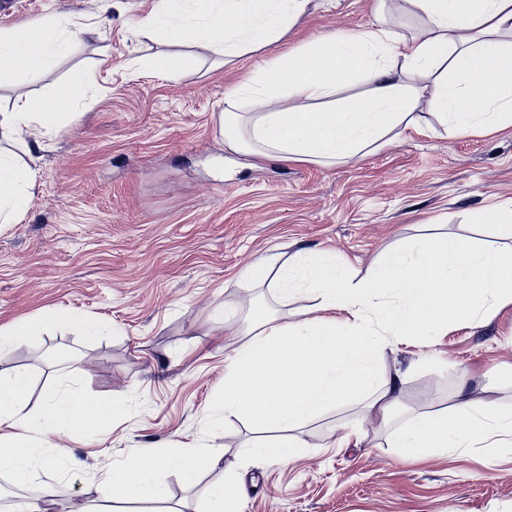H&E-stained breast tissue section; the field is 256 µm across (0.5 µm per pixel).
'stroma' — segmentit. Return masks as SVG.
<instances>
[{"instance_id": "obj_1", "label": "stroma", "mask_w": 512, "mask_h": 512, "mask_svg": "<svg viewBox=\"0 0 512 512\" xmlns=\"http://www.w3.org/2000/svg\"><path fill=\"white\" fill-rule=\"evenodd\" d=\"M101 4L11 0L0 10V29L48 14L68 31L99 29L34 74L0 77V111L8 112L19 95L45 98L79 72L94 76L75 116L33 148L38 178L25 213L0 224V325L55 307L104 328L91 343L75 328L14 342L0 350V368L32 373L33 408L64 367L77 368L78 388L123 391L131 401L111 432L52 449L57 462L37 483L54 488L62 512H78L104 501L101 475L130 455L207 440L222 446L223 466L193 486L164 470L165 501L119 502L116 512H204V487L229 469L247 493L245 512H512V447L404 459L376 419L346 403L295 430L304 447L293 459L246 462L248 424L213 405L224 357L242 342L214 320L216 308L235 325L249 298L283 322L314 315L313 296L281 300L245 280L257 258L328 250L362 277L401 241L432 231L506 246L495 225L471 226L469 215L512 199V127L449 137L425 95L417 126L348 162L233 151L220 121L228 95L315 37L370 28L379 0H313L280 42L223 65L205 45L142 33L136 22L156 0H112L108 12ZM182 53L198 57L196 70L174 77L148 65ZM380 365L404 377L398 421L451 409L461 388L473 406L512 414V379H485L512 366V304L486 326L453 324L428 346L397 337ZM348 425L362 439L338 447Z\"/></svg>"}]
</instances>
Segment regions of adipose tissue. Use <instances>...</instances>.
<instances>
[{
  "label": "adipose tissue",
  "mask_w": 512,
  "mask_h": 512,
  "mask_svg": "<svg viewBox=\"0 0 512 512\" xmlns=\"http://www.w3.org/2000/svg\"><path fill=\"white\" fill-rule=\"evenodd\" d=\"M410 2L427 21L410 41L396 43L381 26L341 31L269 61L236 91L251 100V111L222 115L230 129L229 148L285 162L332 164L354 158L416 121L425 78L449 137L512 126V43L505 40L512 34V0ZM310 3L158 0L139 26L165 43H205L230 60L280 41ZM64 44L54 16L0 32V76L31 72ZM378 54L386 55L385 63H375ZM357 78L365 80L366 93L341 97V89ZM92 83V76L81 72L50 97H20L13 111L0 113V136H25L40 145ZM37 175L30 165L0 153L1 224L12 223L23 211ZM245 276L270 283L284 300L314 294L318 311L292 325L254 307L246 314L240 330L245 340L229 356L224 388L216 398L225 418L245 420L258 433L245 447V460L288 461L302 448L295 429L353 399L380 414L392 447L404 457L436 458L512 436V414L485 408L425 411L395 424L401 377L378 367L392 337L427 342L455 322L485 324L500 306L512 303V247H486L444 234L402 243L362 278L331 254L303 251L281 267L274 257L261 258ZM336 308L345 311V319L327 317V310ZM72 325L88 340L100 334L97 324L76 323L70 313L51 308L0 327V347L19 336L34 339L47 328ZM30 386L28 372L0 369V421L11 428L0 436V473L21 480L47 459L35 446L33 432L57 439L98 435L126 408L125 398L91 397L73 389L71 376L64 373L34 413L28 409ZM223 459V451L210 443L152 448L129 457L102 482L112 499L157 501L167 495L159 477L165 466L175 465L192 485Z\"/></svg>",
  "instance_id": "adipose-tissue-1"
}]
</instances>
